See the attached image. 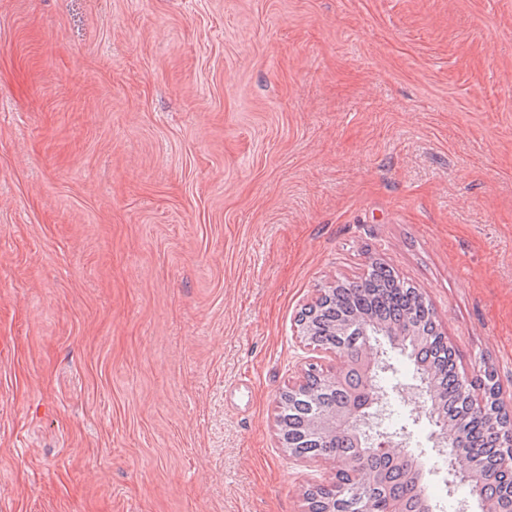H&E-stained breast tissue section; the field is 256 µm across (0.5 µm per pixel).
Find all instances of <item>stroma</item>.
Segmentation results:
<instances>
[{"label": "stroma", "instance_id": "stroma-1", "mask_svg": "<svg viewBox=\"0 0 512 512\" xmlns=\"http://www.w3.org/2000/svg\"><path fill=\"white\" fill-rule=\"evenodd\" d=\"M375 261L512 395V0H0V512H306L297 319Z\"/></svg>", "mask_w": 512, "mask_h": 512}]
</instances>
